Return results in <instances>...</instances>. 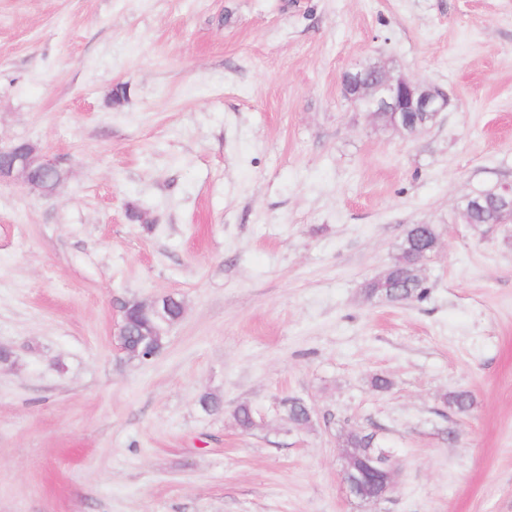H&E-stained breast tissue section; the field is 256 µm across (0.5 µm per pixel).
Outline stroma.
<instances>
[{
    "mask_svg": "<svg viewBox=\"0 0 512 512\" xmlns=\"http://www.w3.org/2000/svg\"><path fill=\"white\" fill-rule=\"evenodd\" d=\"M380 60L447 92L434 126L352 109ZM19 140L66 177L0 186V512H512V223L456 210L512 183V0H0ZM416 224L426 297L367 299ZM169 293L167 348L120 354L122 303ZM349 429L395 452L380 504ZM281 407L288 423L295 429H307L312 426L313 415L310 405L300 397H286ZM372 436L357 430H350L344 435L343 451L344 466L342 470V482L346 492L363 501L375 500L377 502L388 499L395 485V469L368 470L353 465L352 458L358 455L348 448H361L360 455L370 454L371 463L377 468L390 465L397 467V460L389 450L385 448L371 447Z\"/></svg>",
    "mask_w": 512,
    "mask_h": 512,
    "instance_id": "stroma-1",
    "label": "stroma"
}]
</instances>
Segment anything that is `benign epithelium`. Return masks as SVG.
<instances>
[{
	"label": "benign epithelium",
	"mask_w": 512,
	"mask_h": 512,
	"mask_svg": "<svg viewBox=\"0 0 512 512\" xmlns=\"http://www.w3.org/2000/svg\"><path fill=\"white\" fill-rule=\"evenodd\" d=\"M360 72L355 67L345 74L343 92L354 109L367 114L375 121L382 114H387L391 127L397 131L412 135L416 133V124L411 122L414 113H431L439 115L448 106V96L442 90L423 85L404 74H396L390 69H382L369 74L363 81H357L353 73ZM58 168V164L45 158L32 144L24 148L16 147L15 143L0 144V183L20 180L31 190L43 195L51 194L41 182L33 177L34 171ZM494 190L502 206L500 223L512 222V184L494 185ZM484 197L475 192L462 198L466 208L460 210L464 222H470V213L478 210ZM171 296L164 295L150 300H130L121 307V319L117 324V350L125 355L129 353L123 336L127 335L126 325L129 324V313L132 310L147 311L158 323L152 335L160 336L170 331L174 322L168 319ZM356 453L343 451L344 466L342 482L346 492L363 501L377 502L388 499L395 485V470H368L353 465L352 458Z\"/></svg>",
	"instance_id": "benign-epithelium-1"
}]
</instances>
